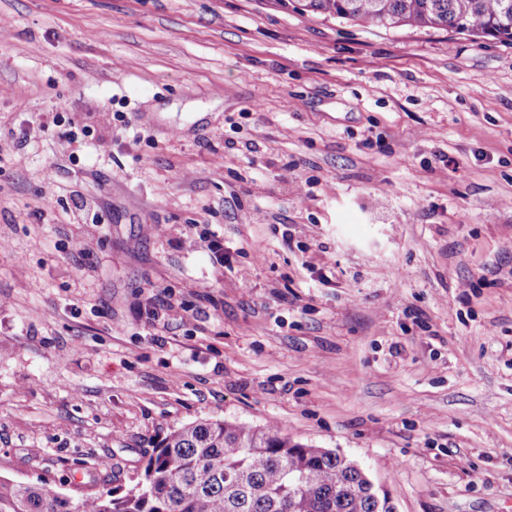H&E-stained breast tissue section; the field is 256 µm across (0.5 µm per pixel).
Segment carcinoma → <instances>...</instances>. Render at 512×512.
<instances>
[{
  "instance_id": "cac0c4a2",
  "label": "carcinoma",
  "mask_w": 512,
  "mask_h": 512,
  "mask_svg": "<svg viewBox=\"0 0 512 512\" xmlns=\"http://www.w3.org/2000/svg\"><path fill=\"white\" fill-rule=\"evenodd\" d=\"M303 10L386 30H451L512 44V0H305ZM0 512H393L336 449L278 426L203 420L153 446L136 483L66 497L47 482L0 477Z\"/></svg>"
}]
</instances>
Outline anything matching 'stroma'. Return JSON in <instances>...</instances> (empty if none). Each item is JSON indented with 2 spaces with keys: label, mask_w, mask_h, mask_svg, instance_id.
Wrapping results in <instances>:
<instances>
[{
  "label": "stroma",
  "mask_w": 512,
  "mask_h": 512,
  "mask_svg": "<svg viewBox=\"0 0 512 512\" xmlns=\"http://www.w3.org/2000/svg\"><path fill=\"white\" fill-rule=\"evenodd\" d=\"M204 419L339 450L396 512H512V46L0 0V475L127 487Z\"/></svg>",
  "instance_id": "stroma-1"
}]
</instances>
